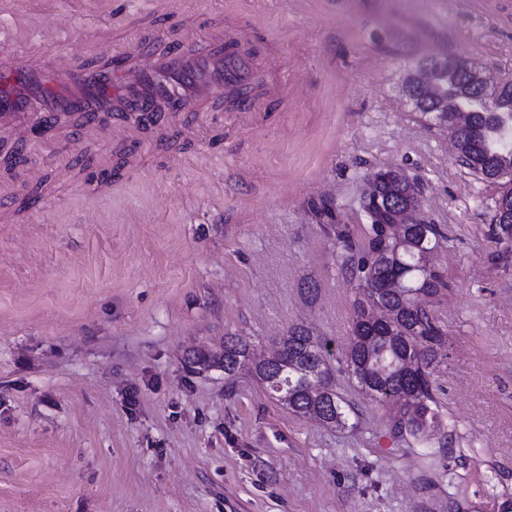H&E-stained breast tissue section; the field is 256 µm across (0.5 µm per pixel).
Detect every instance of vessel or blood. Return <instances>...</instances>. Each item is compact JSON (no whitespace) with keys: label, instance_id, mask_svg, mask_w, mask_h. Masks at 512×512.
<instances>
[{"label":"vessel or blood","instance_id":"b4317fda","mask_svg":"<svg viewBox=\"0 0 512 512\" xmlns=\"http://www.w3.org/2000/svg\"><path fill=\"white\" fill-rule=\"evenodd\" d=\"M249 33L227 27L221 42L204 40L194 29L164 42L153 32L141 31L135 47L111 56L108 65L86 68L71 62L17 63L0 59V73L24 68L32 81L51 73L61 85L52 98L34 92L24 104L0 98V128L41 125L59 126L63 120L81 117L84 128H93L96 117L108 112L113 137L136 136L142 114L164 106L171 116L196 109L204 116L229 110H260L264 97L255 57L244 50Z\"/></svg>","mask_w":512,"mask_h":512}]
</instances>
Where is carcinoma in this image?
<instances>
[{
  "instance_id": "obj_1",
  "label": "carcinoma",
  "mask_w": 512,
  "mask_h": 512,
  "mask_svg": "<svg viewBox=\"0 0 512 512\" xmlns=\"http://www.w3.org/2000/svg\"><path fill=\"white\" fill-rule=\"evenodd\" d=\"M443 82L438 100L408 92L405 96L420 119L454 135L459 165L477 180L495 186L497 196H502L512 181V96L483 105L464 73H445ZM455 111L469 114L466 125L453 124ZM492 173L499 179H489ZM410 183L400 170L379 171L373 187L380 205L364 213L360 240H352L348 229L336 227V263L341 273L360 282L345 372L387 409L394 435L428 446L433 439L448 437L433 378L448 332L426 305L427 298L437 297L445 288L430 256L447 237L439 225L425 219L422 197L407 195ZM401 220L405 221L401 236L388 237L387 226ZM330 343L296 324L270 357L253 362L248 344L226 336L220 352H200L193 365L200 370L222 368L224 378L230 380L249 363L270 397L293 414L353 428L351 417L356 411L336 389L328 360Z\"/></svg>"
}]
</instances>
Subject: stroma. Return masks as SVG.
Instances as JSON below:
<instances>
[{"label":"stroma","instance_id":"obj_1","mask_svg":"<svg viewBox=\"0 0 512 512\" xmlns=\"http://www.w3.org/2000/svg\"><path fill=\"white\" fill-rule=\"evenodd\" d=\"M257 34L267 109L178 122L135 141L108 128L23 142L0 167V512H499L512 500V240L495 190L419 121L402 83L428 56L512 79V0H0V51L100 63L141 30ZM398 167L448 236V331L434 370L448 443L435 459L358 411L336 431L291 413L248 371L189 359L225 337L271 352L289 326L349 344L357 279L336 226L361 236L366 176ZM315 282V298L304 285Z\"/></svg>","mask_w":512,"mask_h":512}]
</instances>
